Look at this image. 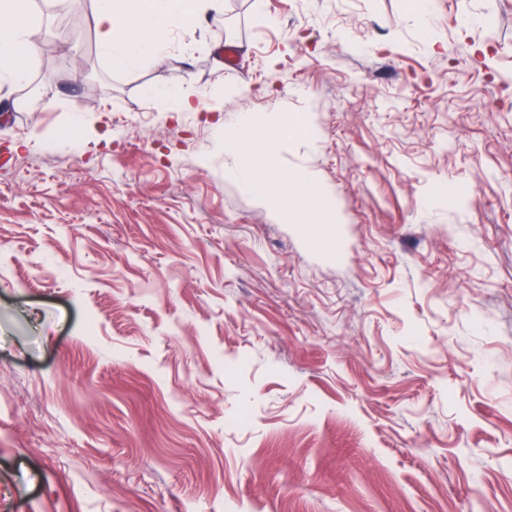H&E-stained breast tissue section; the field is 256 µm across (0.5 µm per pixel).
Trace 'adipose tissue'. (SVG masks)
Returning a JSON list of instances; mask_svg holds the SVG:
<instances>
[{
	"label": "adipose tissue",
	"instance_id": "ef3b65f1",
	"mask_svg": "<svg viewBox=\"0 0 512 512\" xmlns=\"http://www.w3.org/2000/svg\"><path fill=\"white\" fill-rule=\"evenodd\" d=\"M97 40L116 71L138 68L144 59L161 57L170 25L189 30L201 14L221 11L223 0H95ZM39 51V40L23 0H0V85L27 81L28 64ZM281 220L295 223L305 219L319 224L323 210L314 202L313 184L276 188Z\"/></svg>",
	"mask_w": 512,
	"mask_h": 512
}]
</instances>
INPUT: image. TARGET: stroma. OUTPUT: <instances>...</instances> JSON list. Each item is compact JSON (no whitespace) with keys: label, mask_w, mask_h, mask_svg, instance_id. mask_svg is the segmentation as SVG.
I'll return each mask as SVG.
<instances>
[{"label":"stroma","mask_w":512,"mask_h":512,"mask_svg":"<svg viewBox=\"0 0 512 512\" xmlns=\"http://www.w3.org/2000/svg\"><path fill=\"white\" fill-rule=\"evenodd\" d=\"M93 15L0 91V512H512V0ZM97 40L116 71L138 68L162 56L171 24L197 26L201 14L220 12L222 0H95ZM146 94L153 100L159 102L164 112H198V104L190 94L179 89L157 90L149 88ZM263 136L255 131H241L229 134L224 139V152L230 157L244 160L263 146ZM235 171L241 172L244 185L249 189H258L259 195L271 194L281 200L280 219L288 223H295L306 220L305 209L311 208V204L316 201L317 190L312 183L296 184L288 186V193L282 188L268 190L259 185L252 174L241 168Z\"/></svg>","instance_id":"obj_1"}]
</instances>
